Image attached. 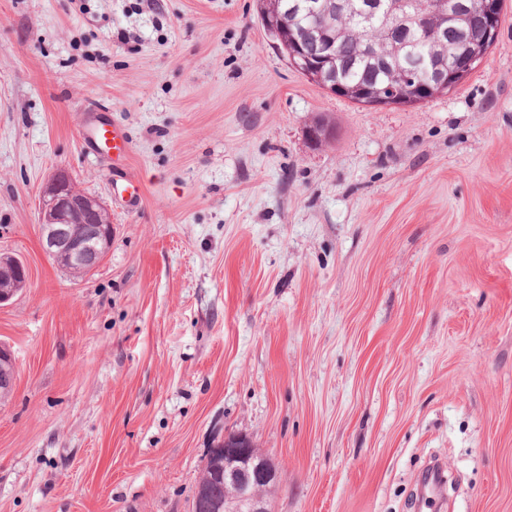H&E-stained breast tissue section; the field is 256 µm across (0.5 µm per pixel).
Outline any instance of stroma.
<instances>
[{"instance_id":"1","label":"stroma","mask_w":512,"mask_h":512,"mask_svg":"<svg viewBox=\"0 0 512 512\" xmlns=\"http://www.w3.org/2000/svg\"><path fill=\"white\" fill-rule=\"evenodd\" d=\"M60 167L111 214L83 278L41 245ZM0 254L27 268L0 512H190L228 432L278 469L272 512H512V0L464 82L377 109L296 71L256 0H0ZM84 142L97 155H104V150L112 148L115 157L129 153L130 142L124 129L118 125L94 120L90 117L84 124Z\"/></svg>"}]
</instances>
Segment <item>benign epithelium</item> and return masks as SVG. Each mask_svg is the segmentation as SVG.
I'll use <instances>...</instances> for the list:
<instances>
[{
  "mask_svg": "<svg viewBox=\"0 0 512 512\" xmlns=\"http://www.w3.org/2000/svg\"><path fill=\"white\" fill-rule=\"evenodd\" d=\"M304 9L315 17H339L344 22L348 5L343 0H323L308 3ZM496 0H482L479 11L458 0H422L419 9L408 11L401 0H371L364 16L367 20L380 16L389 23L378 45H366L365 52L393 55L396 52L394 31L411 29L426 41L442 42L448 37V22L466 23L477 19L481 31L492 36L498 31ZM319 59L333 63L336 59L334 35L325 28L317 29ZM481 46L474 42L456 55L455 65L443 70L427 63L421 64L414 86L403 92L391 90V96L381 100H411L422 103L449 87L458 75L470 69L479 56ZM43 250L50 257L66 264L76 278L94 271L104 260L112 241V221L107 207L98 198L73 184L68 171L59 168L40 189L38 208ZM26 276L24 264L13 256H0V306L10 302L20 289L15 279ZM15 369L9 349L0 345V391L13 387ZM276 477L271 461L259 455L245 437L228 433L224 444L214 449L210 463L200 479L192 501V512H271L269 503L255 492L258 482L270 483ZM222 482L234 489L233 496L224 499L213 495L212 487Z\"/></svg>",
  "mask_w": 512,
  "mask_h": 512,
  "instance_id": "obj_1",
  "label": "benign epithelium"
}]
</instances>
